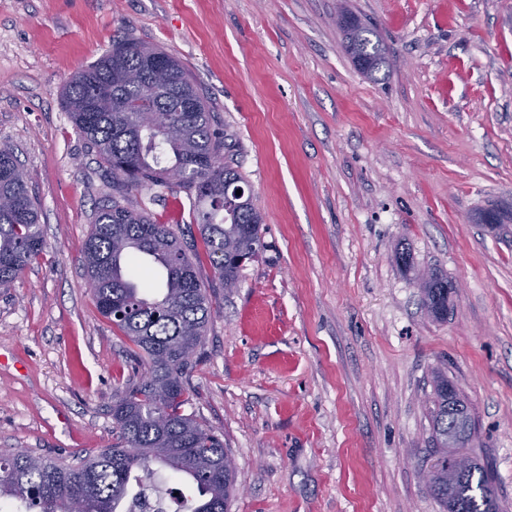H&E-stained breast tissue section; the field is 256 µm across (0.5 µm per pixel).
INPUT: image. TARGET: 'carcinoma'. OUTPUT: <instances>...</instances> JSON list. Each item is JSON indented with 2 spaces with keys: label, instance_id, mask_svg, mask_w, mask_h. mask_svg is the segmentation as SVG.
<instances>
[{
  "label": "carcinoma",
  "instance_id": "carcinoma-1",
  "mask_svg": "<svg viewBox=\"0 0 512 512\" xmlns=\"http://www.w3.org/2000/svg\"><path fill=\"white\" fill-rule=\"evenodd\" d=\"M359 69L373 75L384 63L379 37L353 15L340 23ZM192 95L187 111L178 97ZM63 104L75 129L112 173V200L93 215L83 249L86 278L102 316L125 336L140 378L116 394L112 420L116 443L76 461H54L30 451L0 454V501L12 512H124L134 486L165 468L190 485L184 512H229L235 470L222 434L186 415L188 378L202 357L212 316L214 288L199 277L207 257L226 288L237 285L245 263L263 248V217L251 194H236L244 177L224 153V129L208 97L174 57L131 39L112 47L66 82ZM156 111L169 124L150 123ZM178 169L174 183L167 172ZM150 190L155 197L185 193L199 239L184 242L172 225L158 223L128 198ZM37 203L15 151L0 146V290L12 287L43 252ZM148 256L166 272L157 295L131 279L126 268ZM423 304L438 317L448 312V279L422 278ZM189 348L187 360L181 350ZM453 384L437 377L429 399L437 459L429 489L444 512H497L488 466L470 460L456 470L448 432L462 423L448 409ZM135 448L130 454L127 449Z\"/></svg>",
  "mask_w": 512,
  "mask_h": 512
}]
</instances>
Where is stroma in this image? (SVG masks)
I'll list each match as a JSON object with an SVG mask.
<instances>
[{
  "label": "stroma",
  "instance_id": "stroma-1",
  "mask_svg": "<svg viewBox=\"0 0 512 512\" xmlns=\"http://www.w3.org/2000/svg\"><path fill=\"white\" fill-rule=\"evenodd\" d=\"M342 9L386 45L374 76ZM121 38L202 88L263 215L261 254L216 287L185 407L224 435L230 512H441L421 477L440 372L512 512V223L476 220L512 202V0H0V144L45 239L0 292V453L111 447L141 375L81 261L112 176L62 105ZM431 272L455 286L442 320L416 281Z\"/></svg>",
  "mask_w": 512,
  "mask_h": 512
}]
</instances>
